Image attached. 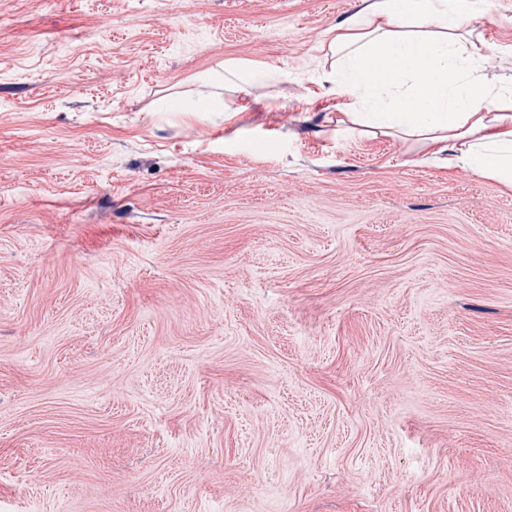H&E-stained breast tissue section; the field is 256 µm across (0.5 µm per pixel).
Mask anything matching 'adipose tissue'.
Masks as SVG:
<instances>
[{
  "instance_id": "1",
  "label": "adipose tissue",
  "mask_w": 512,
  "mask_h": 512,
  "mask_svg": "<svg viewBox=\"0 0 512 512\" xmlns=\"http://www.w3.org/2000/svg\"><path fill=\"white\" fill-rule=\"evenodd\" d=\"M492 0H363L335 27L324 77L336 123L395 135L512 190V79L475 37Z\"/></svg>"
}]
</instances>
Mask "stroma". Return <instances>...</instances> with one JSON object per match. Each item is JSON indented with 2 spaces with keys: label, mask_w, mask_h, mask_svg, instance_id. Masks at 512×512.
<instances>
[{
  "label": "stroma",
  "mask_w": 512,
  "mask_h": 512,
  "mask_svg": "<svg viewBox=\"0 0 512 512\" xmlns=\"http://www.w3.org/2000/svg\"><path fill=\"white\" fill-rule=\"evenodd\" d=\"M360 2L0 0V512H512V191L337 134ZM264 76L265 70L251 63H224V80L236 82L244 93H249Z\"/></svg>",
  "instance_id": "1"
}]
</instances>
